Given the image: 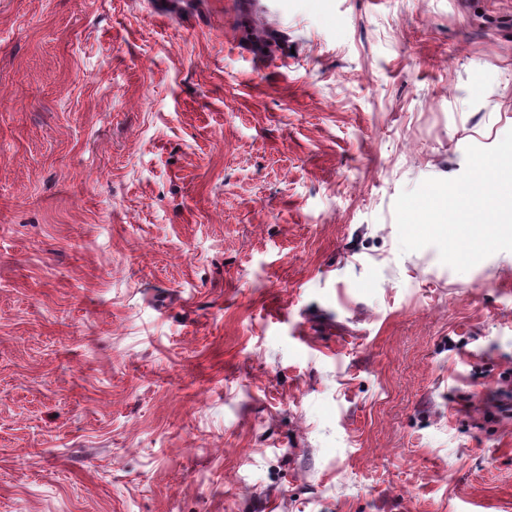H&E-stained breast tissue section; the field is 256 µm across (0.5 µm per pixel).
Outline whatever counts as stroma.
<instances>
[{"label": "stroma", "mask_w": 512, "mask_h": 512, "mask_svg": "<svg viewBox=\"0 0 512 512\" xmlns=\"http://www.w3.org/2000/svg\"><path fill=\"white\" fill-rule=\"evenodd\" d=\"M193 2L0 0V512H512V0Z\"/></svg>", "instance_id": "35a3bbf8"}]
</instances>
